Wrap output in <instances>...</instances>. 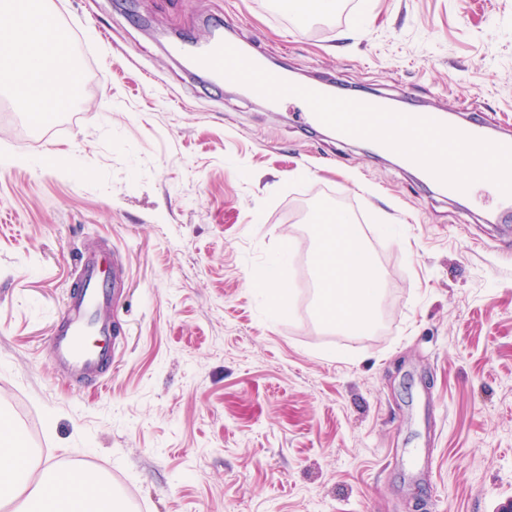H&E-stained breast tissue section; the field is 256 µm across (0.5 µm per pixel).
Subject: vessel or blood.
Returning a JSON list of instances; mask_svg holds the SVG:
<instances>
[{
	"label": "vessel or blood",
	"instance_id": "obj_1",
	"mask_svg": "<svg viewBox=\"0 0 512 512\" xmlns=\"http://www.w3.org/2000/svg\"><path fill=\"white\" fill-rule=\"evenodd\" d=\"M224 41L223 33L214 30L192 43H174L171 50L191 61L194 70L206 72L212 84L222 85L226 82L225 77L205 70L197 58L214 51ZM403 112L436 120L476 138L512 146L511 135L493 132L488 123L476 118L458 121L445 111L429 110L412 103L404 106ZM77 267V286L69 297L66 314L50 340V354L55 368L66 379L100 384L117 357L111 341L114 329L108 311L122 285V271L109 267L106 257L99 251L81 254Z\"/></svg>",
	"mask_w": 512,
	"mask_h": 512
}]
</instances>
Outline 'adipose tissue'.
Wrapping results in <instances>:
<instances>
[{
	"mask_svg": "<svg viewBox=\"0 0 512 512\" xmlns=\"http://www.w3.org/2000/svg\"><path fill=\"white\" fill-rule=\"evenodd\" d=\"M45 0H0V71H25L24 94L33 114L67 111L80 73L63 34L45 35ZM317 313L325 326L359 333L370 329L382 277L370 251L341 213L327 214L316 231ZM0 512H125L107 478L81 461L60 465L38 455L0 411Z\"/></svg>",
	"mask_w": 512,
	"mask_h": 512,
	"instance_id": "1",
	"label": "adipose tissue"
}]
</instances>
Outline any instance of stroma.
<instances>
[{"mask_svg": "<svg viewBox=\"0 0 512 512\" xmlns=\"http://www.w3.org/2000/svg\"><path fill=\"white\" fill-rule=\"evenodd\" d=\"M85 84L34 128L0 94V408L105 462L135 512H505L512 505V211L451 203L365 143L199 88L171 32L207 23L302 81L512 132V0H357L323 27L272 0H50ZM336 202L385 278L375 327L320 325L312 225ZM124 285L118 360L74 385L49 342L81 253ZM280 268L288 308L259 282Z\"/></svg>", "mask_w": 512, "mask_h": 512, "instance_id": "stroma-1", "label": "stroma"}]
</instances>
